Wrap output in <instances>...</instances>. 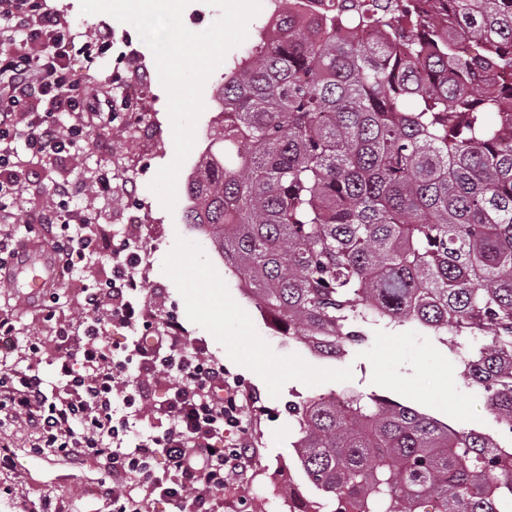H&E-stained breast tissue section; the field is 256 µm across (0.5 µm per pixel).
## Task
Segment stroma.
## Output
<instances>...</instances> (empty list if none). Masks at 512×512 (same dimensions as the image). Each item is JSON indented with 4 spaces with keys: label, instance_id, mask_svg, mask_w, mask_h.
<instances>
[{
    "label": "stroma",
    "instance_id": "stroma-1",
    "mask_svg": "<svg viewBox=\"0 0 512 512\" xmlns=\"http://www.w3.org/2000/svg\"><path fill=\"white\" fill-rule=\"evenodd\" d=\"M48 8L68 23L78 42L103 29L112 32V46L91 68L83 70V84L104 91L109 75L126 72L129 57L147 68L155 61L136 29L106 14H84L80 0H47ZM224 82L216 69L202 92L205 109L196 125L195 145L177 178L179 193L174 210H166L148 184L175 155L168 97L159 77L150 84L129 83L127 107L150 103L152 139H131L116 113L103 112L99 134L63 160L26 158L23 179L16 188L17 227L26 213L46 205L53 183L80 179L70 202L86 211L114 239H129L143 257L137 277L141 294L150 303L155 321L177 320L187 342L235 377L249 402L244 420L251 439V463L239 477H229L223 512H301L314 492L296 461L293 406L320 394L357 391L389 397L447 423L458 430L496 431L485 408L483 393L467 384L458 356L419 324L376 326L368 343L349 349L339 360L323 359L288 337L273 332L252 301L241 295L238 278L229 271L216 248L183 219L184 187L208 145V134L218 112L215 95ZM109 169L129 177V185L113 190L111 198L96 193L93 176ZM110 255L88 256L74 263L72 287L59 288L56 321L80 318L75 287L102 281ZM41 300L28 299L11 281L0 282V310L17 318L20 342L54 335V323L44 322ZM12 440L16 467L0 473V512H18L21 501L50 495L63 503V512H109L106 487L124 483L90 460L30 451L29 440L17 424H0V438Z\"/></svg>",
    "mask_w": 512,
    "mask_h": 512
}]
</instances>
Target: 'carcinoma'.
Wrapping results in <instances>:
<instances>
[{
	"label": "carcinoma",
	"instance_id": "cac0c4a2",
	"mask_svg": "<svg viewBox=\"0 0 512 512\" xmlns=\"http://www.w3.org/2000/svg\"><path fill=\"white\" fill-rule=\"evenodd\" d=\"M224 73L185 223L281 334L334 359L382 322L461 355L498 438L351 392L293 408L330 512H500L512 497V0H330ZM371 31L376 39L349 34ZM482 89L476 94V89Z\"/></svg>",
	"mask_w": 512,
	"mask_h": 512
}]
</instances>
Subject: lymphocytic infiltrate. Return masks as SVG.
I'll return each instance as SVG.
<instances>
[{"mask_svg":"<svg viewBox=\"0 0 512 512\" xmlns=\"http://www.w3.org/2000/svg\"><path fill=\"white\" fill-rule=\"evenodd\" d=\"M12 2V9L0 11V30L47 41L53 54L48 59L22 51L0 54V199L12 196L18 183L16 142L33 155L65 159L90 141L99 96L75 74L93 65L110 44L106 31L95 41L75 44L46 0ZM63 114L70 117L69 126L59 125ZM75 188L68 180L54 184L50 194L56 206L39 211L23 237L12 212L0 207L1 271L10 269L29 239L47 243L55 265L65 269L87 255L115 256L102 283L81 289L83 315L57 327L55 343H27L21 363L0 364V420L18 423L35 453L91 457L128 474L133 489L108 490L112 512H140L137 488L143 498L159 497L177 512H219L217 493L249 460L238 390L226 379L223 364L187 345L172 320L140 334L148 314L147 303L137 297L142 257L129 243L101 234L91 216L66 209ZM117 324L131 331L121 360L110 336ZM42 357L55 366L58 385L52 393L33 366ZM132 365L140 380L116 397ZM118 400L131 415L153 420L149 435L129 439L127 419L114 416Z\"/></svg>","mask_w":512,"mask_h":512,"instance_id":"1","label":"lymphocytic infiltrate"}]
</instances>
